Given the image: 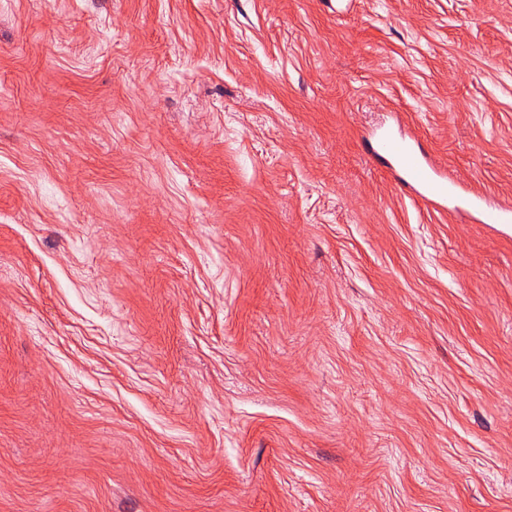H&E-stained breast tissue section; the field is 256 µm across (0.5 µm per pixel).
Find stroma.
Wrapping results in <instances>:
<instances>
[{
	"instance_id": "1",
	"label": "stroma",
	"mask_w": 512,
	"mask_h": 512,
	"mask_svg": "<svg viewBox=\"0 0 512 512\" xmlns=\"http://www.w3.org/2000/svg\"><path fill=\"white\" fill-rule=\"evenodd\" d=\"M512 0H0V512H512ZM369 149L397 173L402 188L416 193L423 201L435 204L448 201V205H453L451 210H466L483 224H512L511 205L491 202L477 191H462L430 165L412 138L383 131L370 143Z\"/></svg>"
}]
</instances>
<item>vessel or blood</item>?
<instances>
[{
	"mask_svg": "<svg viewBox=\"0 0 512 512\" xmlns=\"http://www.w3.org/2000/svg\"><path fill=\"white\" fill-rule=\"evenodd\" d=\"M370 150L396 172L401 187L416 193L423 201L449 203L454 209L468 211L484 224H512L511 205L491 202L477 191H462L455 182L430 165L413 139L384 131L375 137Z\"/></svg>",
	"mask_w": 512,
	"mask_h": 512,
	"instance_id": "b4317fda",
	"label": "vessel or blood"
}]
</instances>
